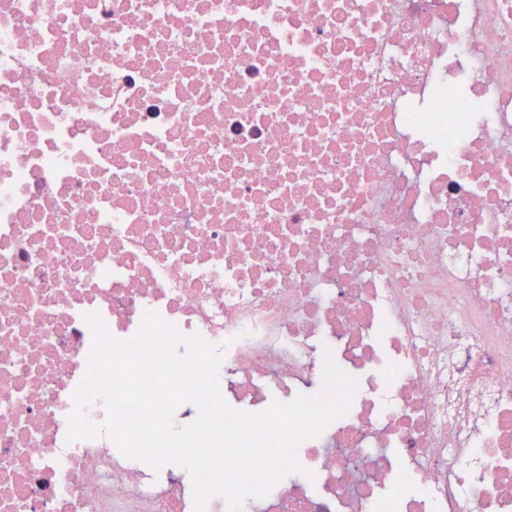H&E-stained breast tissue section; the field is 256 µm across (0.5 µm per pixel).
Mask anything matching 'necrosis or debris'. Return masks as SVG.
I'll use <instances>...</instances> for the list:
<instances>
[{
    "label": "necrosis or debris",
    "mask_w": 512,
    "mask_h": 512,
    "mask_svg": "<svg viewBox=\"0 0 512 512\" xmlns=\"http://www.w3.org/2000/svg\"><path fill=\"white\" fill-rule=\"evenodd\" d=\"M147 310L358 380L244 512H512V0H0V512H199L77 398Z\"/></svg>",
    "instance_id": "necrosis-or-debris-1"
}]
</instances>
